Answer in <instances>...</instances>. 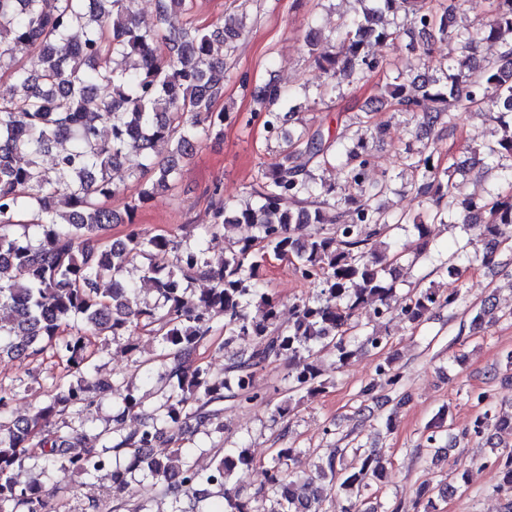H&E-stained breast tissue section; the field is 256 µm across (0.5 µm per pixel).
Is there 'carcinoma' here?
Here are the masks:
<instances>
[{
	"label": "carcinoma",
	"mask_w": 512,
	"mask_h": 512,
	"mask_svg": "<svg viewBox=\"0 0 512 512\" xmlns=\"http://www.w3.org/2000/svg\"><path fill=\"white\" fill-rule=\"evenodd\" d=\"M415 0H369L361 14L342 22L339 31L322 40L314 29L306 47L325 82L316 95L325 97L341 81L359 83L383 69L377 45L399 39L400 28L383 17L408 4L404 20L460 42L459 55L441 75L420 85L400 73L380 87L379 96L363 110L359 124L375 135L385 130L376 113L419 112L421 124L452 131L456 115L485 106L500 111V134L485 147L486 158L512 182V0H490V18L473 35H461L448 22L453 4L439 3L423 13ZM135 0H0V70L11 72L16 93L0 100V357L35 358L52 350L82 382L55 384L30 416H13L17 397L0 386V512H54L53 492L41 480L20 482L15 471L30 460L45 474L58 468L93 475L104 472L111 487L139 495L135 475L150 481V490L171 500L172 512H198L183 507L209 489L223 491L222 512H254L251 500L229 479L253 467L249 449L218 448L214 460L200 468L186 454L183 442L197 431L224 432V401L242 407L264 402L256 389L257 374L273 362L288 365V391L321 392L318 356L338 353L340 365L353 355L351 346L381 352L390 338L366 333L357 317L363 310L375 321L399 318L418 324L436 307L453 306L459 293L415 288L397 295L393 266L403 257L391 232L402 221L373 205L389 190L391 179H369L374 165L366 138L333 143L321 130L303 128L293 134L285 124L294 113L281 111L289 92L274 81L257 88L253 117L267 137L285 143L273 163L261 169L247 199L234 209L224 207L221 187L213 188L210 228L247 224L251 237L213 266L206 258L204 236L194 241L163 234L131 232L110 240L112 225L134 223L136 211L175 185L180 161L198 142L224 131L226 112L215 108L224 96L227 59L234 52L237 27L211 28L188 21L174 27V13L189 15L193 0H155L157 24L143 27ZM220 40L226 54L214 51ZM484 41L502 44L498 61L483 66L476 55ZM36 51L31 67L15 61L18 47ZM170 145L166 159L155 160V147ZM425 148L404 158L419 178L417 193L428 199L432 221L448 218L467 229L481 219L487 237L482 259L490 262L503 240L512 237V196L490 190L463 195L456 174ZM339 163L354 190L342 202L321 172ZM127 173L138 184L134 201L119 214L99 198L114 192L113 176ZM311 226L314 231L305 232ZM173 254L169 265L156 257ZM290 260L295 275L319 282L315 297L295 302L294 318L284 325L279 301L261 282L267 255ZM108 280L112 288L104 290ZM210 283L192 293L189 284ZM153 294L145 300L141 289ZM140 331L160 344V352L141 359L139 347L126 348L145 367L154 384L151 414L134 430L128 416L144 409L136 387L97 376L91 339L131 336ZM224 345L252 338V352L224 365V377L213 376L198 362L199 351L216 332ZM376 374L393 388L401 381L394 359L384 357ZM120 398L112 427L92 436L62 430L58 423L91 407L95 396ZM488 426L512 429V414L484 413L466 437ZM167 446L161 455L151 449ZM345 448H337L298 475L291 462L300 449L276 450L266 469L262 512H323L327 488L349 492L345 512L368 509L366 491L386 479L381 459L354 451V463L343 467ZM498 494L512 493V451L496 460ZM432 505V489L419 487L411 506L394 504L389 512H418Z\"/></svg>",
	"instance_id": "carcinoma-1"
}]
</instances>
